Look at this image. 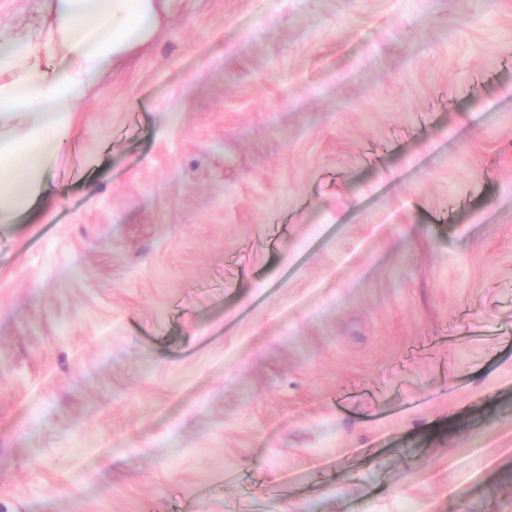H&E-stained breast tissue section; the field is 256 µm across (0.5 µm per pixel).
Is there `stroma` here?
Segmentation results:
<instances>
[{"label": "stroma", "mask_w": 512, "mask_h": 512, "mask_svg": "<svg viewBox=\"0 0 512 512\" xmlns=\"http://www.w3.org/2000/svg\"><path fill=\"white\" fill-rule=\"evenodd\" d=\"M51 184L0 512H512V0H166Z\"/></svg>", "instance_id": "obj_1"}]
</instances>
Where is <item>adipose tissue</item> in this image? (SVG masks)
<instances>
[{"instance_id": "obj_1", "label": "adipose tissue", "mask_w": 512, "mask_h": 512, "mask_svg": "<svg viewBox=\"0 0 512 512\" xmlns=\"http://www.w3.org/2000/svg\"><path fill=\"white\" fill-rule=\"evenodd\" d=\"M165 0H50L36 37L0 36V224L51 190L49 173L105 74L145 47Z\"/></svg>"}]
</instances>
